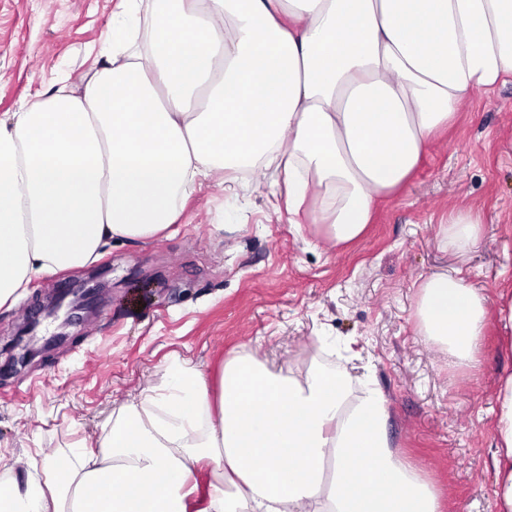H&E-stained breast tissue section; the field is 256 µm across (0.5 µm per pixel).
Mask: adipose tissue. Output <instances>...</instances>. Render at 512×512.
I'll use <instances>...</instances> for the list:
<instances>
[{
	"label": "adipose tissue",
	"instance_id": "obj_1",
	"mask_svg": "<svg viewBox=\"0 0 512 512\" xmlns=\"http://www.w3.org/2000/svg\"><path fill=\"white\" fill-rule=\"evenodd\" d=\"M106 42L82 88L0 120V308L108 240L156 238L201 181L257 168L289 223L323 225L333 247L360 238L471 95L512 79V0H116ZM445 234L476 247L482 220L451 211ZM416 313L462 364L489 324L512 334V294L489 315L456 272L425 279ZM349 392L348 374L299 379L246 352L215 385L173 362L68 465L1 470L0 512H440L389 443L382 392ZM497 400L512 512V372Z\"/></svg>",
	"mask_w": 512,
	"mask_h": 512
}]
</instances>
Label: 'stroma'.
<instances>
[{
  "mask_svg": "<svg viewBox=\"0 0 512 512\" xmlns=\"http://www.w3.org/2000/svg\"><path fill=\"white\" fill-rule=\"evenodd\" d=\"M114 0H0V117L91 76ZM269 172L230 194L204 186L174 234L115 239L95 263L33 279L0 308V465L67 463L96 442L125 400L160 388L168 366L188 361L218 378L246 351L301 378L343 370L353 391L386 399L393 450L437 490L441 512H497V390L512 371V342L490 329L470 369L421 332L420 286L460 269L488 311L512 291V82L479 92L427 147L414 176L382 199L360 239L322 249L321 227L295 229L274 211ZM453 209L483 218L465 257L448 249ZM99 273L109 288L68 339L12 366L13 338L40 301ZM151 282L138 293L135 278Z\"/></svg>",
  "mask_w": 512,
  "mask_h": 512,
  "instance_id": "1",
  "label": "stroma"
}]
</instances>
